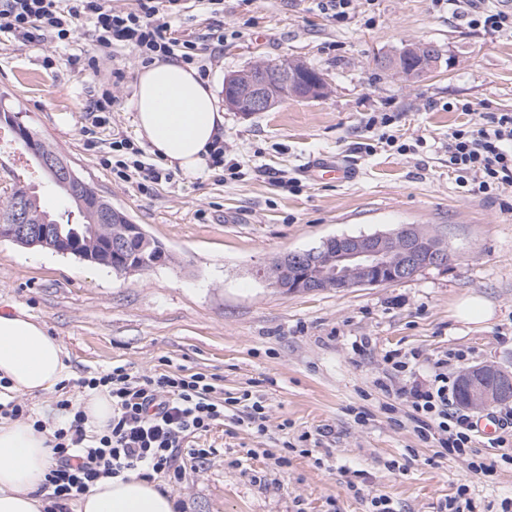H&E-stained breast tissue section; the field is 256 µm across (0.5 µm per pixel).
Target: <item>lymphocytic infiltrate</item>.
Segmentation results:
<instances>
[{
  "label": "lymphocytic infiltrate",
  "mask_w": 512,
  "mask_h": 512,
  "mask_svg": "<svg viewBox=\"0 0 512 512\" xmlns=\"http://www.w3.org/2000/svg\"><path fill=\"white\" fill-rule=\"evenodd\" d=\"M468 25L492 35L512 34V11L477 5L476 0H433ZM182 0H139L136 10L113 5L112 0H0V34L41 39L67 46L90 34L93 48L72 61L100 73L114 47H134L144 63L176 57L209 73L208 61L196 45L172 37L161 19L180 12ZM120 158L112 172L122 181L138 178L152 183L171 180V173L139 160L138 148L127 140L113 141ZM448 168L465 194L492 196L512 187V111L484 112L475 123L448 134ZM448 374L435 366L427 383L396 388L413 415V431L424 442H434L442 454L464 457L474 452L469 415L451 410ZM78 388L102 390L112 399V421L105 430L88 429L85 414L70 399L59 406L68 416L64 425L48 427L35 421L37 430L49 431L55 461L46 476L53 488L44 512H68L69 501L105 478L134 473L143 478L176 471L180 450H187L198 466L215 455L214 448H193L190 437L209 431L223 421L239 398L216 397V387L203 373L162 370L132 373L127 366L83 377Z\"/></svg>",
  "instance_id": "f902f5d3"
}]
</instances>
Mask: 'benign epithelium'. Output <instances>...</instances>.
Here are the masks:
<instances>
[{
    "label": "benign epithelium",
    "mask_w": 512,
    "mask_h": 512,
    "mask_svg": "<svg viewBox=\"0 0 512 512\" xmlns=\"http://www.w3.org/2000/svg\"><path fill=\"white\" fill-rule=\"evenodd\" d=\"M281 78L297 86L305 99H319L326 90L323 76L308 79L300 62L281 73ZM267 78L252 77L239 81L238 74L224 78V106L245 116L271 109L272 99L265 93ZM0 123L11 128L17 142L26 143L24 151L40 164L51 179L73 175L70 165L60 156L45 159L29 130L13 113L0 115ZM18 212L10 224L0 225V240H9L27 247H48L63 255H73L84 261L112 266L117 272H132L136 267L127 259L113 266L112 258L128 252L131 243L139 248L150 245L144 230L138 224L108 243L97 247L86 246L83 236L75 228L63 232L60 224H25ZM450 249L442 240L422 234L414 224H405L393 231L371 234L331 236L316 247L291 251L273 259L255 270L263 283L284 294L312 293L336 288L373 287L408 280L417 273L446 265ZM495 378L492 386L481 383L484 377ZM465 389V406L479 409L499 401H512V373L499 370L498 365L487 363L463 371L459 377Z\"/></svg>",
    "instance_id": "obj_1"
}]
</instances>
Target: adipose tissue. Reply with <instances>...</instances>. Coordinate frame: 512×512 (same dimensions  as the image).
<instances>
[{"label":"adipose tissue","mask_w":512,"mask_h":512,"mask_svg":"<svg viewBox=\"0 0 512 512\" xmlns=\"http://www.w3.org/2000/svg\"><path fill=\"white\" fill-rule=\"evenodd\" d=\"M135 125L153 154L194 177L207 169L224 111L197 69L175 62L142 66L132 97ZM70 357L45 325L22 308L0 314V377L14 394L40 399L70 372ZM52 464L46 434L31 420L0 417V512H41ZM176 500L156 482L131 474L106 478L77 497L74 512H175Z\"/></svg>","instance_id":"adipose-tissue-1"}]
</instances>
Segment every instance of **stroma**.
I'll list each match as a JSON object with an SVG mask.
<instances>
[{
    "instance_id": "obj_1",
    "label": "stroma",
    "mask_w": 512,
    "mask_h": 512,
    "mask_svg": "<svg viewBox=\"0 0 512 512\" xmlns=\"http://www.w3.org/2000/svg\"><path fill=\"white\" fill-rule=\"evenodd\" d=\"M216 21L198 6L167 20L174 37L211 57L207 80L216 94L226 75L273 59L314 66L327 93L248 117L225 112L234 173L211 166L145 189L119 182L101 162L113 139L146 146L131 108L137 52L115 48L96 78L70 62L91 49L90 37L56 47L0 36V103L170 255L120 275L1 240L0 313L20 306L45 324L70 355L73 380L115 364L146 373L166 363L215 375L228 395L265 401V433L238 407L197 437L200 447L218 450L205 470L160 477L179 512H372L369 499L347 488L357 475L395 512H440L461 487L474 512H500L512 499V459L482 435L475 458L437 455L414 434L406 404L387 410L376 381L397 352L416 353L420 381L442 360L452 381L486 362L512 372V189L463 195L444 150L450 129L468 120L462 105L512 110V35L488 39L432 0H375L343 25L308 0H224V45L215 55ZM417 42L440 48L433 74L406 81L377 68V59ZM115 68L125 74L118 101L95 147H86V106ZM382 112L394 117L389 133L409 144L425 139L426 148L400 155L377 146L379 132L367 120ZM368 144L374 152H365ZM319 158L346 163L353 179L312 181L305 170ZM19 179L46 209H61L46 176L0 128V204ZM404 224L440 235L456 261L399 283L290 295L254 275L273 257L328 236ZM468 297L485 300L491 318L459 319L456 307ZM286 440L292 449H283ZM280 455L286 466L276 464ZM473 460L491 476L473 477Z\"/></svg>"
}]
</instances>
